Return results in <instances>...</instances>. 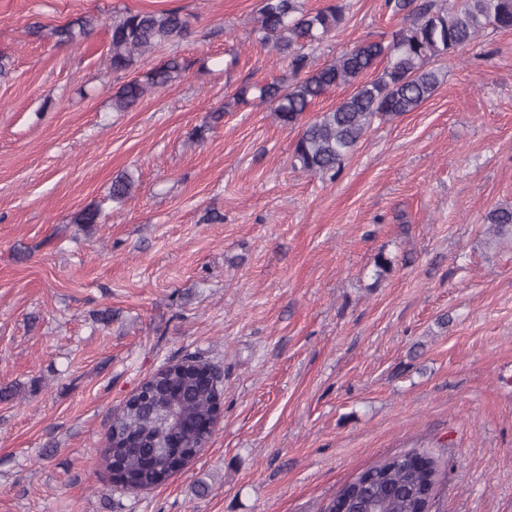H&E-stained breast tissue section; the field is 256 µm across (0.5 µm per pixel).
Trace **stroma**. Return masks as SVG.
I'll return each mask as SVG.
<instances>
[{"mask_svg":"<svg viewBox=\"0 0 512 512\" xmlns=\"http://www.w3.org/2000/svg\"><path fill=\"white\" fill-rule=\"evenodd\" d=\"M345 2L312 67L407 23ZM172 7L177 47L107 68L113 15ZM259 7L0 0V512H327L414 449L440 463L431 512H512V243L484 224L512 205V31L439 61L434 95L330 179L293 168L299 130L269 102H232L289 76L255 43ZM85 15L84 41L51 37ZM173 54L179 82L113 110ZM93 205L104 223H75ZM188 353L223 370L221 417L182 472L127 491L104 459L112 411Z\"/></svg>","mask_w":512,"mask_h":512,"instance_id":"1","label":"stroma"}]
</instances>
